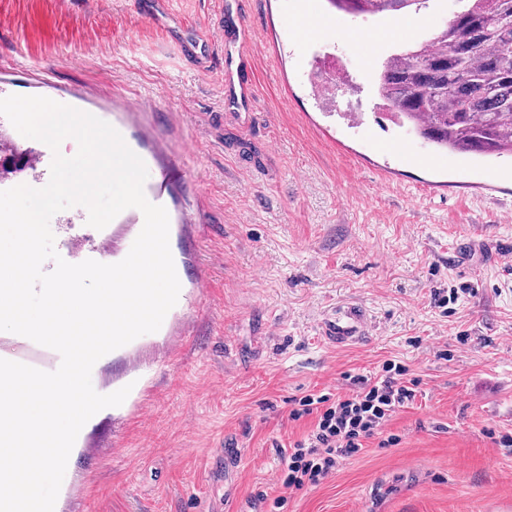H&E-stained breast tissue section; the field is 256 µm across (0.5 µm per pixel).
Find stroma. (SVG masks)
<instances>
[{"label": "stroma", "instance_id": "obj_1", "mask_svg": "<svg viewBox=\"0 0 512 512\" xmlns=\"http://www.w3.org/2000/svg\"><path fill=\"white\" fill-rule=\"evenodd\" d=\"M0 0V98L44 96L111 124L165 207L181 295L157 332L113 352L98 390L129 387L76 443L58 512H512V157L438 149L379 99V62L433 35L461 0L356 16L327 0H235L259 93L224 109V51L208 68L181 42L223 0ZM301 22L313 39L288 36ZM350 81L333 102L307 79L326 54ZM363 117L370 133L353 126ZM32 168L0 181L44 187L53 154L0 115ZM494 190H485L488 176ZM86 208L55 214L64 260H123L144 222L104 229ZM206 288H197L198 279ZM353 302L367 341L328 347L322 319ZM0 359L50 371L55 350L0 331ZM405 365L421 381L379 438L318 485L283 484L282 448L314 419L310 393Z\"/></svg>", "mask_w": 512, "mask_h": 512}]
</instances>
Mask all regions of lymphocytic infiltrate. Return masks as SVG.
I'll use <instances>...</instances> for the list:
<instances>
[{
    "label": "lymphocytic infiltrate",
    "mask_w": 512,
    "mask_h": 512,
    "mask_svg": "<svg viewBox=\"0 0 512 512\" xmlns=\"http://www.w3.org/2000/svg\"><path fill=\"white\" fill-rule=\"evenodd\" d=\"M384 373L362 379L349 395L308 394L299 399L292 418L311 415L315 424L307 438L290 443L285 451L286 487L302 489L327 477L337 464L359 453L368 439L380 434L397 411L413 404L419 379L404 365L386 363Z\"/></svg>",
    "instance_id": "f902f5d3"
}]
</instances>
